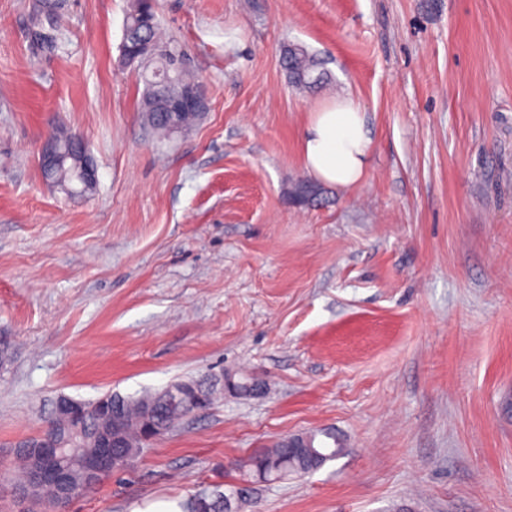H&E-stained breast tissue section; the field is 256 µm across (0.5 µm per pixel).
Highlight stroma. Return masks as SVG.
<instances>
[{
  "label": "stroma",
  "instance_id": "stroma-1",
  "mask_svg": "<svg viewBox=\"0 0 512 512\" xmlns=\"http://www.w3.org/2000/svg\"><path fill=\"white\" fill-rule=\"evenodd\" d=\"M31 0H0V468L59 396L216 386L212 404L67 512H143L235 483L243 512H512V0H155L208 108L158 142L124 66L133 0H68L33 63ZM321 62L300 94L284 45ZM363 108L365 176L300 161L310 112ZM83 137L95 188L47 180ZM268 385L224 395L225 372ZM332 429L280 482L246 462ZM76 136V134H72L65 129L57 130L52 135V138L56 141L58 148L61 151L66 153L69 152L72 155V158L68 159L65 168L56 173V178L60 181L61 186H66L73 182L71 172L72 167L79 161L77 154L73 150V144L78 153L83 157L82 166L77 174L78 180L82 182H96L97 180V171L93 161L86 151L84 141L80 136ZM52 138L49 137L47 139L40 158L41 166L47 173H51L62 163V157L57 152ZM298 438L299 444L288 447V436L277 440L263 453L250 459L253 475L266 480L286 478L312 473L326 462L342 455L344 448L335 433L326 431L306 432Z\"/></svg>",
  "mask_w": 512,
  "mask_h": 512
}]
</instances>
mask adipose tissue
I'll use <instances>...</instances> for the list:
<instances>
[{
    "mask_svg": "<svg viewBox=\"0 0 512 512\" xmlns=\"http://www.w3.org/2000/svg\"><path fill=\"white\" fill-rule=\"evenodd\" d=\"M371 145L361 106L351 97H339L311 112L302 132L300 160L314 180L346 189L364 176Z\"/></svg>",
    "mask_w": 512,
    "mask_h": 512,
    "instance_id": "adipose-tissue-1",
    "label": "adipose tissue"
}]
</instances>
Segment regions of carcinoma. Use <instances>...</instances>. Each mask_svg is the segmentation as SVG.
I'll list each match as a JSON object with an SVG mask.
<instances>
[{"instance_id":"carcinoma-1","label":"carcinoma","mask_w":512,"mask_h":512,"mask_svg":"<svg viewBox=\"0 0 512 512\" xmlns=\"http://www.w3.org/2000/svg\"><path fill=\"white\" fill-rule=\"evenodd\" d=\"M64 9L65 0H33L28 29L29 51L33 56H54L61 48L60 18ZM125 29L127 34L123 37V48L135 42H145L156 50L152 56L148 54L139 58L140 68L150 67L156 59L162 61L161 70L145 79L141 111L147 114L153 129L161 136L187 128L199 117L195 111L185 110L177 115L163 117L160 115L162 109L155 106L156 97L165 91L163 80L174 77L185 87L194 86L196 82L184 70L176 67V54L161 42L154 4L149 0H134L126 18ZM282 67L288 82L298 90H312L320 82L321 75L317 74L320 61L302 45H290L284 50ZM52 138L61 151L72 154L65 168L56 173V178L65 186L72 183V167L79 161L73 150L75 135L60 129L53 133ZM177 387L183 392L177 398L169 395L167 387L140 396L106 393L86 404L84 420L79 428L52 417L41 440L70 439L72 443L65 448L64 458L51 463L38 456L19 458L20 472L13 487L23 490L27 495L23 512H43L47 504L64 507L68 503L57 481L35 478L38 471L46 466L65 471L72 481H81L88 465L97 458L103 441L115 437L123 444L125 463L116 464L114 470L121 471L137 457L142 448L168 433L183 416L210 404V393L202 390L199 385L180 382ZM299 441L305 447L290 448L288 437L285 436L263 453L252 457L249 466L253 475L266 480L305 475L339 457L344 451L340 439L332 432H306ZM241 505V490L228 484L222 491L217 488L202 490L181 502L183 512H234Z\"/></svg>"}]
</instances>
